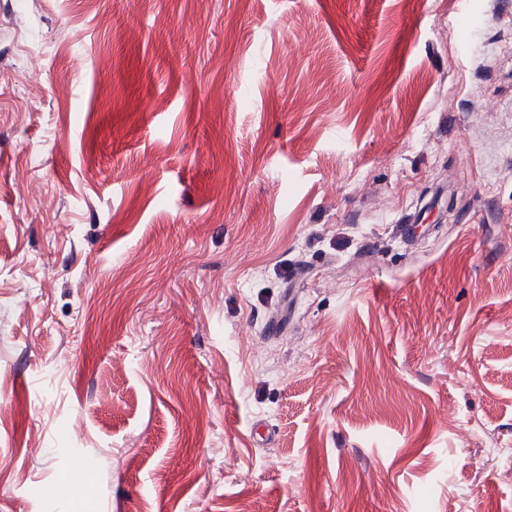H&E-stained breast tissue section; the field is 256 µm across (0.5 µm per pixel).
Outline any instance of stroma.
<instances>
[{
  "label": "stroma",
  "instance_id": "stroma-1",
  "mask_svg": "<svg viewBox=\"0 0 512 512\" xmlns=\"http://www.w3.org/2000/svg\"><path fill=\"white\" fill-rule=\"evenodd\" d=\"M0 512H512V0H0Z\"/></svg>",
  "mask_w": 512,
  "mask_h": 512
}]
</instances>
